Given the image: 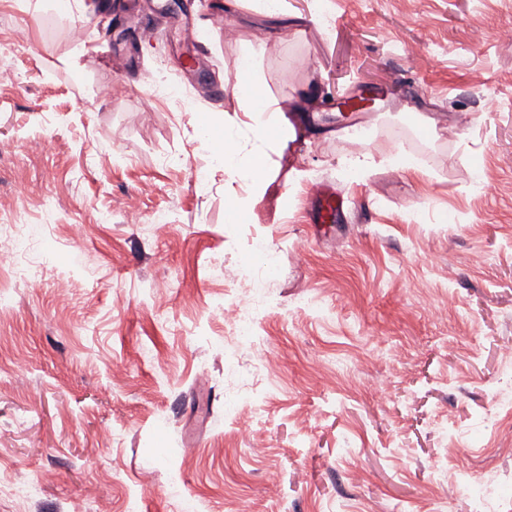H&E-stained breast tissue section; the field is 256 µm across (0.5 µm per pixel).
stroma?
Masks as SVG:
<instances>
[{"label": "stroma", "instance_id": "stroma-1", "mask_svg": "<svg viewBox=\"0 0 512 512\" xmlns=\"http://www.w3.org/2000/svg\"><path fill=\"white\" fill-rule=\"evenodd\" d=\"M92 2L111 33L0 0V233L25 241L0 288V512H471L446 468L512 486V445L487 429L512 409V50L494 38L512 0H330L328 28L319 0L284 18L257 0ZM160 71L184 106L155 94ZM245 74L322 126L271 141L270 189L240 210L248 189L218 159ZM399 145L417 168L391 165ZM320 184L347 198L341 223H309ZM258 240L270 303L232 344L224 306L250 303L238 273Z\"/></svg>", "mask_w": 512, "mask_h": 512}]
</instances>
